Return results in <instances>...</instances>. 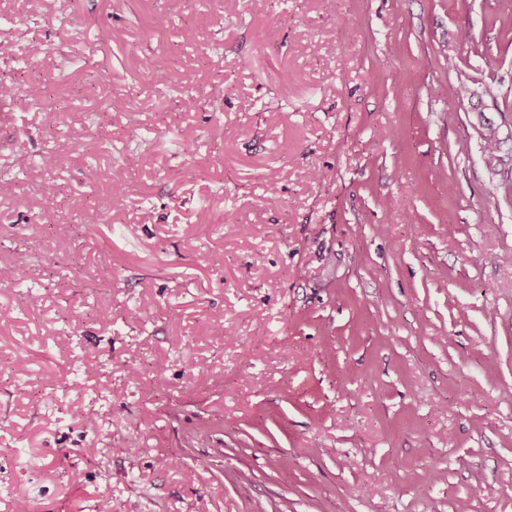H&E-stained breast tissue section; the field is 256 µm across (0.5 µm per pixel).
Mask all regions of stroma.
<instances>
[{
	"label": "stroma",
	"instance_id": "obj_1",
	"mask_svg": "<svg viewBox=\"0 0 512 512\" xmlns=\"http://www.w3.org/2000/svg\"><path fill=\"white\" fill-rule=\"evenodd\" d=\"M0 54V512H512V0H0Z\"/></svg>",
	"mask_w": 512,
	"mask_h": 512
}]
</instances>
